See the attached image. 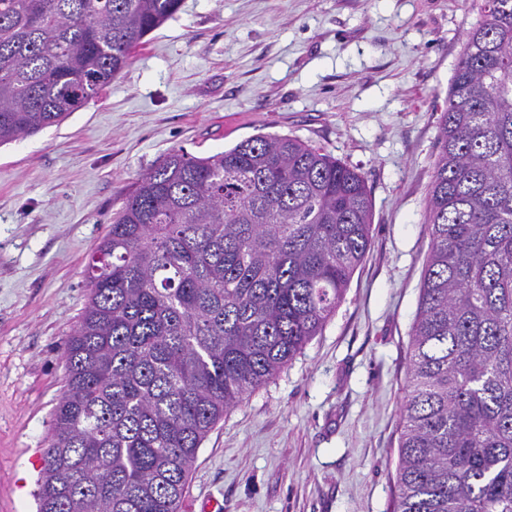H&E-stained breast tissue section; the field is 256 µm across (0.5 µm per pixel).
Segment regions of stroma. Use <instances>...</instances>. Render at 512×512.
I'll return each mask as SVG.
<instances>
[{
    "label": "stroma",
    "mask_w": 512,
    "mask_h": 512,
    "mask_svg": "<svg viewBox=\"0 0 512 512\" xmlns=\"http://www.w3.org/2000/svg\"><path fill=\"white\" fill-rule=\"evenodd\" d=\"M479 0H183L98 97L0 146V512H37L91 254L164 155L301 139L366 181L343 300L208 433L181 512H390L439 119Z\"/></svg>",
    "instance_id": "stroma-1"
}]
</instances>
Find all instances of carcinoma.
I'll return each instance as SVG.
<instances>
[{
    "label": "carcinoma",
    "instance_id": "carcinoma-1",
    "mask_svg": "<svg viewBox=\"0 0 512 512\" xmlns=\"http://www.w3.org/2000/svg\"><path fill=\"white\" fill-rule=\"evenodd\" d=\"M182 0H0V145L99 95ZM426 204L393 512H512V0H482ZM364 177L288 136L168 153L88 265L39 512H179L213 426L322 333L370 246Z\"/></svg>",
    "mask_w": 512,
    "mask_h": 512
}]
</instances>
